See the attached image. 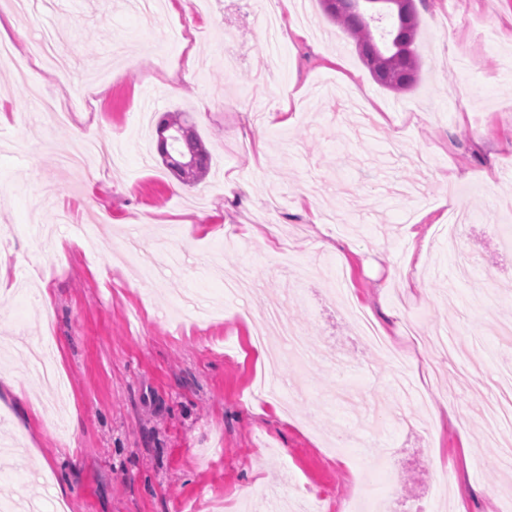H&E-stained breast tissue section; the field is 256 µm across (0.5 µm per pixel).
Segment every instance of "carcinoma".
Here are the masks:
<instances>
[{
  "mask_svg": "<svg viewBox=\"0 0 512 512\" xmlns=\"http://www.w3.org/2000/svg\"><path fill=\"white\" fill-rule=\"evenodd\" d=\"M322 5L332 22L356 38L359 52L378 84L394 92L415 87L420 71V58L414 48L419 26L416 8H411L412 18L403 23L390 5L370 14L332 10L327 7V0H322ZM158 125L168 129L166 151L170 161L166 166L174 171V163L190 157L194 160L193 168L186 174L178 173V176L189 184L201 181L208 172L210 155L197 132H192L186 141L182 139L180 132L190 125L186 113L167 112Z\"/></svg>",
  "mask_w": 512,
  "mask_h": 512,
  "instance_id": "carcinoma-1",
  "label": "carcinoma"
}]
</instances>
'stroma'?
Masks as SVG:
<instances>
[{
  "mask_svg": "<svg viewBox=\"0 0 512 512\" xmlns=\"http://www.w3.org/2000/svg\"><path fill=\"white\" fill-rule=\"evenodd\" d=\"M415 6L420 80L394 93L319 0L306 2L309 25L285 0L273 43L269 0H186L158 15L126 0H48L27 16L0 0L15 58L0 68V339L16 346L0 359L16 387L0 399V436L20 450L15 497L53 512L58 484L68 512H280L308 492L316 512H359V477L378 458L372 493L390 512H512V468L481 416L512 367V335L496 326L512 318L500 233L512 225V0ZM46 27L91 93L61 124L29 93L72 91L32 68L28 39ZM285 104L289 125L271 115ZM176 110L212 157L205 180L178 191L155 133ZM255 113L260 151L236 134ZM76 127L127 142L125 157L87 178L66 162L82 149ZM231 180L247 192L227 191ZM215 210L226 233H191ZM74 224L91 225L96 255ZM131 238L157 255L149 278L125 260ZM285 251L326 264L298 279ZM417 259L416 287L392 282ZM350 295L415 357L408 377L429 389L428 408L404 401L392 364L357 337L340 306ZM273 308L315 346L303 366L274 336L268 363L252 357L254 325ZM414 315L413 344L403 324ZM46 336L66 389L30 364L28 346ZM444 402L457 422L439 427ZM463 438L471 451L454 476L434 459Z\"/></svg>",
  "mask_w": 512,
  "mask_h": 512,
  "instance_id": "35a3bbf8",
  "label": "stroma"
}]
</instances>
